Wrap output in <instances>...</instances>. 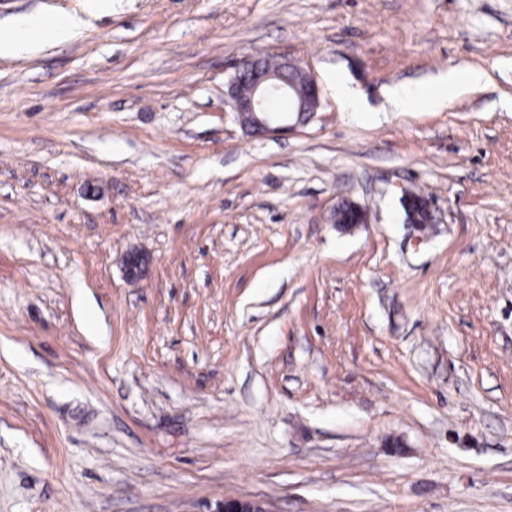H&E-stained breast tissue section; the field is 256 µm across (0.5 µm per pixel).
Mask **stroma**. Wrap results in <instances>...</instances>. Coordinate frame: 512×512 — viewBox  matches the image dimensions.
Returning <instances> with one entry per match:
<instances>
[{"mask_svg": "<svg viewBox=\"0 0 512 512\" xmlns=\"http://www.w3.org/2000/svg\"><path fill=\"white\" fill-rule=\"evenodd\" d=\"M30 13L84 27L0 57V512H512V0ZM247 54L309 123L241 128ZM257 55L245 57L236 66L235 74L231 78L225 101L240 124L249 134L274 135L283 131L294 130L298 126L307 124L322 106L321 90L316 78L311 75L298 62L285 58L278 61L271 57L264 58ZM302 73L306 80V95L299 90L296 94V85L292 73ZM242 84L249 85V89L240 90ZM278 92L280 96L288 98L290 109L288 112L275 111L276 103L280 98L272 96L267 102L262 101L259 108L260 98L270 92Z\"/></svg>", "mask_w": 512, "mask_h": 512, "instance_id": "obj_1", "label": "stroma"}]
</instances>
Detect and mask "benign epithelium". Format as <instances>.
I'll return each mask as SVG.
<instances>
[{
    "mask_svg": "<svg viewBox=\"0 0 512 512\" xmlns=\"http://www.w3.org/2000/svg\"><path fill=\"white\" fill-rule=\"evenodd\" d=\"M302 73L307 93L296 92L292 73ZM277 92L290 102L286 112H267L259 108L260 98ZM225 101L240 124L250 134L274 135L307 124L322 106L316 78L298 62L285 58L276 69L264 65L261 57L250 55L236 66ZM221 512H269L258 500L230 499L219 507Z\"/></svg>",
    "mask_w": 512,
    "mask_h": 512,
    "instance_id": "benign-epithelium-1",
    "label": "benign epithelium"
}]
</instances>
